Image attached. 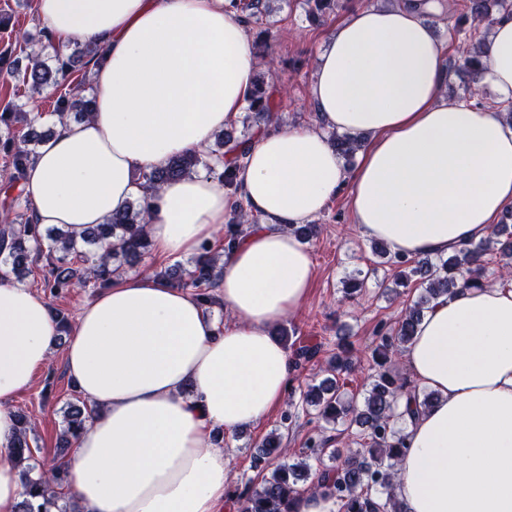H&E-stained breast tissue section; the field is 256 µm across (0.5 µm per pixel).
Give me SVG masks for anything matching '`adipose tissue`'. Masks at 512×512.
<instances>
[{"label": "adipose tissue", "instance_id": "1", "mask_svg": "<svg viewBox=\"0 0 512 512\" xmlns=\"http://www.w3.org/2000/svg\"><path fill=\"white\" fill-rule=\"evenodd\" d=\"M51 52L98 44L92 111L59 120L21 183L38 223L76 236L147 196L157 256H196L236 204L259 224L222 258L217 323L190 292L128 275L83 308L67 374L95 412L66 459L84 512H217L229 460L211 439L261 420L295 368L272 333L313 280L292 233L350 187L360 237L392 254L446 255L490 236L512 207V15L485 47L493 100L444 92L447 50L427 15L441 0L351 10L318 54L314 128L260 122L230 195L200 174L145 194L144 173L197 150L247 105L258 59L231 0H36ZM372 140L347 169L328 131ZM46 300L0 285V446L57 342ZM402 361L436 399L405 429L393 494L404 512H512V279L435 300Z\"/></svg>", "mask_w": 512, "mask_h": 512}]
</instances>
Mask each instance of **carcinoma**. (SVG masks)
I'll return each mask as SVG.
<instances>
[{"instance_id": "obj_1", "label": "carcinoma", "mask_w": 512, "mask_h": 512, "mask_svg": "<svg viewBox=\"0 0 512 512\" xmlns=\"http://www.w3.org/2000/svg\"><path fill=\"white\" fill-rule=\"evenodd\" d=\"M473 26L460 29L455 23L454 33L458 38L456 57L459 68L479 78L484 65L479 58L484 54L486 38H478L479 27L490 29L495 14L512 11L507 0H469ZM339 6V0H304L306 18L318 21ZM240 10L243 21L259 29V34L268 33L266 24L273 12L270 0H247ZM69 54H55L49 63L40 55L28 56L29 65L22 73V82L38 93L46 86L65 85L76 60L88 58L93 61L101 56L100 48L93 42H74ZM91 100L78 86L61 94L55 103L54 112L60 117L70 115L85 118L90 115ZM248 113L243 123H257L273 119L268 84H254L247 105ZM7 134L0 135V153L9 163V187H16L23 179L26 167L36 157V149L53 130L42 129V115L38 112H20L9 105L0 112V128ZM337 151L351 161L361 147L356 140L344 135L331 134ZM250 143L246 136H236L225 131L218 136L215 148L207 158L191 151L171 159L166 166L143 175L145 193L156 191L161 185L190 177L197 168L204 167L210 175L224 186L227 192L237 190L238 158L245 155ZM255 219L244 207L234 211V222L225 225L223 251H230L240 240ZM506 226L499 225L492 236L478 243H469L452 255L434 259H405L380 249L382 257L396 269L392 291L409 286L412 278H420L424 293L406 311L397 326L382 327L377 331L378 342L373 351L377 369L369 377L368 389L358 402L345 389V380L355 370V362L346 346L340 347L336 356L328 363V376L299 390L288 393V412L284 420L293 421L299 410L315 412L332 429L343 427L354 432L362 442L360 448H349L346 452H332V464L312 469L310 460L321 461L331 437L322 434L308 440L305 458L288 463L281 459V434L273 431L263 441L260 458L264 463L259 483L248 482L239 494L240 512H291L292 502L302 494L300 484L306 491L318 492L336 500L338 512H403L392 493L397 465L404 454V414L397 412V400L403 393L410 395L416 410L427 408L433 399L431 392H418L402 378L397 370L398 356L411 342L424 309L435 299L451 297L460 288H478L492 284L493 273L489 272L486 255L498 251L504 263L499 269V279L512 275V241L501 240ZM150 240L146 231L145 207L139 200L128 203L122 210L112 213L104 224L85 231L76 240L63 226L44 227L34 221L30 205L15 213L10 224H0V284L15 277L21 282L22 271L34 258H43L44 274L40 280L43 292L54 298L70 290L104 288L112 285L113 277L123 266L133 267L149 252ZM220 254L214 245L204 243L200 253L190 262L186 270L168 268L155 274L166 281H178L180 288H192L198 301L205 305L216 303L211 294L218 286L217 262ZM366 276L355 269L341 279L342 300L351 302L365 288ZM94 409L85 400L67 404L64 411L65 427L62 447L68 449L78 439ZM19 433L8 448V453L21 461L33 457L30 444L28 420L18 415ZM24 498L17 512H74L70 500L62 497V489L68 484L65 462H58L48 472L26 466L23 470Z\"/></svg>"}]
</instances>
